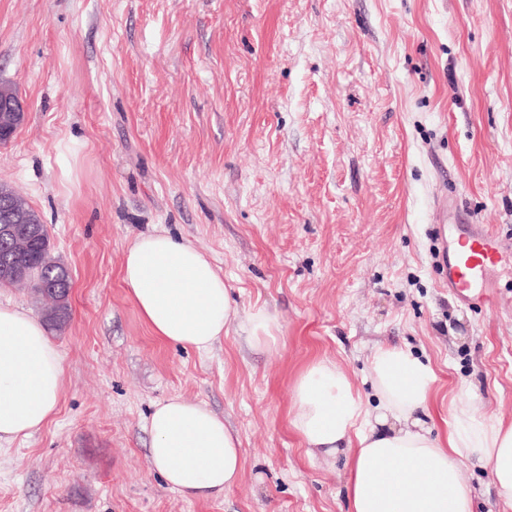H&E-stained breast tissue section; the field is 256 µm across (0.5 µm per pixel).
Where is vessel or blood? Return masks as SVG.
I'll use <instances>...</instances> for the list:
<instances>
[{
  "label": "vessel or blood",
  "instance_id": "b4317fda",
  "mask_svg": "<svg viewBox=\"0 0 512 512\" xmlns=\"http://www.w3.org/2000/svg\"><path fill=\"white\" fill-rule=\"evenodd\" d=\"M459 221L458 207L440 201L434 228L443 243V285L462 302L490 304L489 276L502 260L501 243L487 227L477 224L469 225L464 236L457 238L456 242H449L448 232Z\"/></svg>",
  "mask_w": 512,
  "mask_h": 512
}]
</instances>
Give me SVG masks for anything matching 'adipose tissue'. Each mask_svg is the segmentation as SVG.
<instances>
[{
  "label": "adipose tissue",
  "mask_w": 512,
  "mask_h": 512,
  "mask_svg": "<svg viewBox=\"0 0 512 512\" xmlns=\"http://www.w3.org/2000/svg\"><path fill=\"white\" fill-rule=\"evenodd\" d=\"M122 280L150 332L184 349L209 351L231 327L259 345L278 325L266 310L244 311L209 258L168 233L128 248ZM64 358L41 320L0 304V441L27 437L56 414ZM435 374L412 351L374 348L367 409L336 363L316 358L295 377L290 425L310 457L344 455L348 512H474L466 465L489 470L512 508V421L477 416L474 389L460 385L444 433L432 434ZM149 455L167 485L188 499L223 495L241 478L238 434L208 406L181 398L156 405Z\"/></svg>",
  "instance_id": "obj_1"
}]
</instances>
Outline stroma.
Segmentation results:
<instances>
[{
	"mask_svg": "<svg viewBox=\"0 0 512 512\" xmlns=\"http://www.w3.org/2000/svg\"><path fill=\"white\" fill-rule=\"evenodd\" d=\"M0 83L25 120L0 183L37 210L70 271L55 418L0 443V512H346L343 456L309 458L290 387L326 358L374 407L370 356L432 366L512 419V255L496 307L441 285L437 195L512 243V0H0ZM165 231L215 264L275 341L211 351L152 336L125 253ZM172 397L235 430L243 473L188 500L153 466L147 419Z\"/></svg>",
	"mask_w": 512,
	"mask_h": 512,
	"instance_id": "35a3bbf8",
	"label": "stroma"
}]
</instances>
